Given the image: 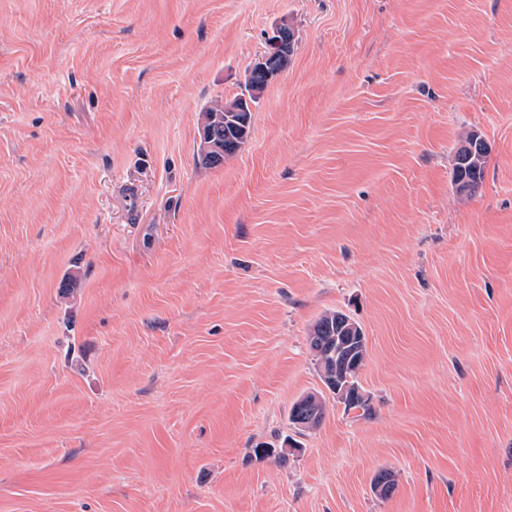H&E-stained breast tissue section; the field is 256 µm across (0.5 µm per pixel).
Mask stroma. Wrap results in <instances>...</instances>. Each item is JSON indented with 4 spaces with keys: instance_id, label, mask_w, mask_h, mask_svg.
Masks as SVG:
<instances>
[{
    "instance_id": "stroma-1",
    "label": "stroma",
    "mask_w": 512,
    "mask_h": 512,
    "mask_svg": "<svg viewBox=\"0 0 512 512\" xmlns=\"http://www.w3.org/2000/svg\"><path fill=\"white\" fill-rule=\"evenodd\" d=\"M330 311L368 407L303 432ZM0 512H512V0H0ZM279 27L282 28L283 31H281L279 28H276V31L274 32V35L269 38V50H267L264 57L259 61L257 64L254 65V67H257L258 69H265L266 64L270 65L272 62V56L278 51L282 49L288 48V34H290L289 40L293 43L294 40V34L293 31L288 28L287 25L281 24ZM253 67V68H254ZM252 102L247 97H238L235 100L229 101L228 104L224 105V112H246V120L249 118V122L246 126L239 127L238 121L233 124L229 122H224L223 113H220L222 118L219 122L210 121L211 117L217 112H223V106L220 101H216L205 112L202 113V122L203 129L212 128L215 135V143L219 145L222 149L224 148V142L230 141L232 139L237 140L239 143L243 141H247L250 129H251V120H252ZM244 129H246V134L243 136ZM477 135L479 139L478 148L475 150L472 156L463 155L470 151H473V147L469 144L473 138ZM461 153L456 150L453 159V180L455 185L460 181H469L474 184V188L467 193L475 191L479 185L483 182L485 169L488 163L490 155V147L487 142L477 133L470 132L466 134L461 140Z\"/></svg>"
}]
</instances>
